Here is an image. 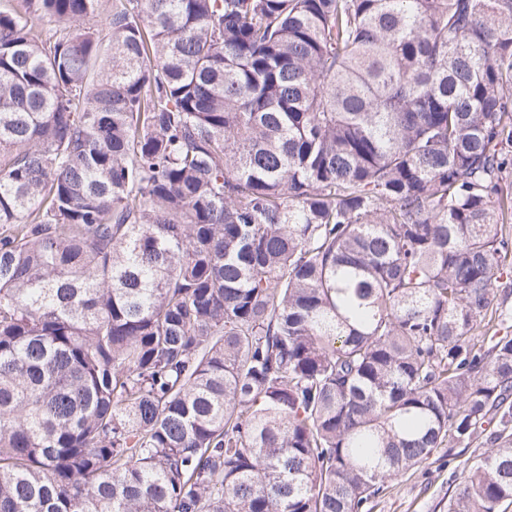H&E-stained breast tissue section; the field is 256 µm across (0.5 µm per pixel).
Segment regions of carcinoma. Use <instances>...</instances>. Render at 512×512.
Segmentation results:
<instances>
[{
    "label": "carcinoma",
    "mask_w": 512,
    "mask_h": 512,
    "mask_svg": "<svg viewBox=\"0 0 512 512\" xmlns=\"http://www.w3.org/2000/svg\"><path fill=\"white\" fill-rule=\"evenodd\" d=\"M99 2L0 8V512H369L479 437L448 512L512 504V0Z\"/></svg>",
    "instance_id": "obj_1"
}]
</instances>
